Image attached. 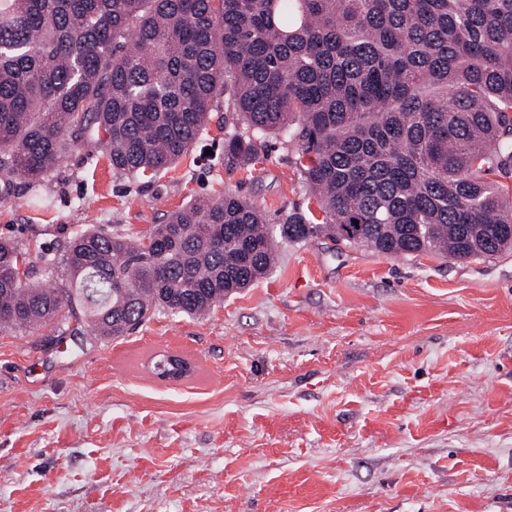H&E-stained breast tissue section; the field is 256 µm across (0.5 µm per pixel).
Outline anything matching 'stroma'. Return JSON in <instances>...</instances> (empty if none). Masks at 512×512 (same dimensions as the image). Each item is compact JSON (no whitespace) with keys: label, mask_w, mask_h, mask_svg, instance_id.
Returning a JSON list of instances; mask_svg holds the SVG:
<instances>
[{"label":"stroma","mask_w":512,"mask_h":512,"mask_svg":"<svg viewBox=\"0 0 512 512\" xmlns=\"http://www.w3.org/2000/svg\"><path fill=\"white\" fill-rule=\"evenodd\" d=\"M224 114L149 181L70 145L33 208L0 186V237L147 234L232 190L278 224L317 211L283 136L226 168ZM208 314L132 334L81 318L0 330V512H512V251L391 257L319 231ZM193 366L157 378L152 359Z\"/></svg>","instance_id":"35a3bbf8"}]
</instances>
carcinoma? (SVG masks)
<instances>
[{
    "label": "carcinoma",
    "mask_w": 512,
    "mask_h": 512,
    "mask_svg": "<svg viewBox=\"0 0 512 512\" xmlns=\"http://www.w3.org/2000/svg\"><path fill=\"white\" fill-rule=\"evenodd\" d=\"M224 108V164L287 136L325 231L393 257L512 250V0H0V182L53 192L66 142L154 178ZM245 125L242 130L239 125ZM265 213L227 191L137 244L78 230L62 254L0 237V329L76 313L96 336L202 315L274 264ZM65 282L54 280L59 265Z\"/></svg>",
    "instance_id": "cac0c4a2"
}]
</instances>
